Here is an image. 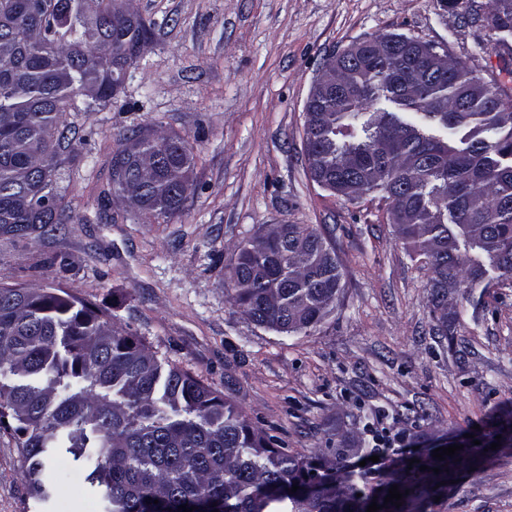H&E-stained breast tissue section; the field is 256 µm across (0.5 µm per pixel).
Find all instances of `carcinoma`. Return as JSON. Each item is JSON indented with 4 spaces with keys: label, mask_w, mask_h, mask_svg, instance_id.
<instances>
[{
    "label": "carcinoma",
    "mask_w": 512,
    "mask_h": 512,
    "mask_svg": "<svg viewBox=\"0 0 512 512\" xmlns=\"http://www.w3.org/2000/svg\"><path fill=\"white\" fill-rule=\"evenodd\" d=\"M488 47L512 38V0H491ZM149 28L121 0H0V234L43 235L68 221L57 182L76 130L67 112H93L112 98ZM405 34L366 40L336 56V93L307 101L305 154L311 179L350 201L382 192L411 258L428 272L437 334L453 339L461 312L448 293L512 278V92L464 65L425 63ZM91 100L78 104L75 90ZM113 191L148 217L170 219L188 199L192 157L185 142L155 132L118 135ZM228 295L257 326L306 335L331 314L342 289L334 248L307 224H279L240 249ZM61 289L0 284V431L19 449L33 498L53 480L44 458L59 448L99 488L101 512H180L217 503L220 512H339L341 499L383 484L404 493L380 512H435L443 482L469 469L464 456L418 453L413 465L373 445L347 441L321 463L339 487L291 492L320 463L291 453L190 372ZM501 439H496V436ZM500 441L512 452V412L476 450ZM378 455L375 470L351 453ZM427 469L422 470L420 466ZM440 469L434 473L433 469Z\"/></svg>",
    "instance_id": "1"
}]
</instances>
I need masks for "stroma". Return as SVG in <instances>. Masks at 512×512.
Segmentation results:
<instances>
[{
	"instance_id": "obj_1",
	"label": "stroma",
	"mask_w": 512,
	"mask_h": 512,
	"mask_svg": "<svg viewBox=\"0 0 512 512\" xmlns=\"http://www.w3.org/2000/svg\"><path fill=\"white\" fill-rule=\"evenodd\" d=\"M150 31L121 90L69 112L78 135L61 165L69 223L39 238L0 234V282L61 288L198 375L289 451L325 454L355 417L388 434L454 436L512 409V281L489 314L463 310L453 341L432 336L428 274L373 193L351 202L310 178L305 106L323 66L352 44L405 34L475 75L512 68L482 52L489 0H130ZM185 140L192 188L169 222L148 223L111 184L116 133ZM273 224H308L338 255L335 310L306 336L255 326L228 299L238 250ZM65 256L60 271L56 256ZM425 407L427 421H415ZM59 474L42 512H97L82 477ZM0 512H35L21 457L0 432ZM436 512H512V454L463 473Z\"/></svg>"
}]
</instances>
